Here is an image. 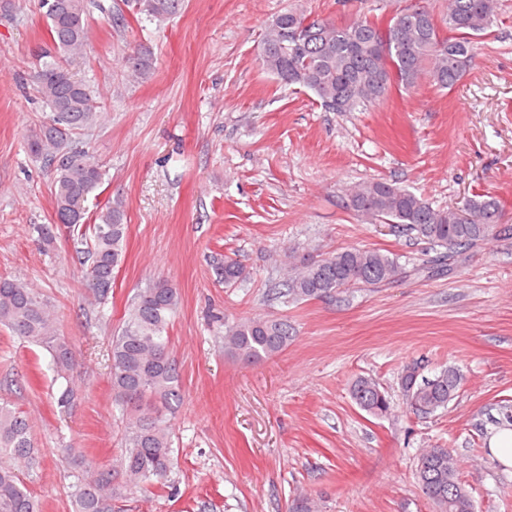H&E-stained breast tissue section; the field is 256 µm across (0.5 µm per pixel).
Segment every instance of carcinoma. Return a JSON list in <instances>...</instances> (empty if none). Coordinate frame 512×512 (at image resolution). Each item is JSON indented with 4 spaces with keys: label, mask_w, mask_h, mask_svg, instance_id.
<instances>
[{
    "label": "carcinoma",
    "mask_w": 512,
    "mask_h": 512,
    "mask_svg": "<svg viewBox=\"0 0 512 512\" xmlns=\"http://www.w3.org/2000/svg\"><path fill=\"white\" fill-rule=\"evenodd\" d=\"M424 0L396 12L381 27L371 21L338 25L308 19L295 9L278 14L267 25L260 51L261 66L286 84L311 91L332 112H355L387 98L392 88L410 90L422 78L438 89H452L475 64L473 37L494 22L499 0H448L444 27L433 23ZM184 0H137L139 11L163 22L177 14ZM50 41L36 52L34 74L46 109L27 136L30 152L54 175L56 223L71 229L87 224L89 198L103 184L100 164L79 143L74 131L98 121L96 96L76 80L71 66L88 38L86 0H40ZM152 65L150 53L139 52L129 68L143 75ZM347 206L370 222L389 224L444 249L466 251L509 232L502 227L504 207L485 195L467 198L446 210L435 209L422 196L386 181H366L348 193ZM127 202L115 196L89 225L90 245L79 258L86 286L100 298L112 291V274L120 267L127 236ZM283 296L296 301L327 297L342 288L377 287L402 273L398 259L375 249L346 248L319 259L302 257L289 263ZM224 284L242 279L244 268L233 260L216 267ZM178 305V293L166 281L137 291L129 303L121 331L110 338V383L116 404L127 412L123 448L108 468L80 466L69 496L73 512H113L120 476L126 491H146L168 476L172 467V424L167 417L182 399L179 368L170 352L167 328ZM0 324L51 356L62 383L57 403L69 406L77 371L71 346L53 325L52 306L37 291L15 279L0 277ZM288 320L246 318L225 325L224 349L254 362L288 346ZM463 380L455 367L429 378L421 364H408L401 389L410 408L432 414L448 407ZM355 403L373 416L391 410V396L373 379L357 378L351 386ZM40 465L32 427L24 412L0 401V512H40L27 479ZM416 477L437 512H475L470 491L458 478L449 448H426L418 456Z\"/></svg>",
    "instance_id": "cac0c4a2"
}]
</instances>
